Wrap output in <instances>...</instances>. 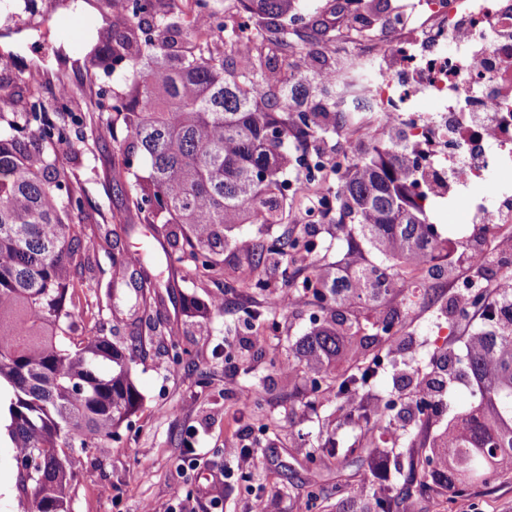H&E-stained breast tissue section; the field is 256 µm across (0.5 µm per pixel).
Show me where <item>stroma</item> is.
I'll list each match as a JSON object with an SVG mask.
<instances>
[{
	"label": "stroma",
	"instance_id": "stroma-1",
	"mask_svg": "<svg viewBox=\"0 0 512 512\" xmlns=\"http://www.w3.org/2000/svg\"><path fill=\"white\" fill-rule=\"evenodd\" d=\"M336 0H304L294 25L303 29L313 49L335 59L334 46L322 43L319 32L335 26L332 9ZM58 0H18V6L0 11V38L27 33V40L14 50H0V106L18 111L28 94V72L40 70L44 78L39 92L51 122H62L56 111L60 95H67L75 125L72 138L58 148L65 166L80 178L91 205L89 228L119 230L117 243L96 235L89 240L97 288L77 287L73 309L72 339L103 324L104 334L123 340L130 334L135 291L131 282L139 269L127 267L123 284L108 290L112 260L117 250H141L146 265L154 271L166 267L164 250L145 234V226L129 211L122 188L112 180V163L119 141L105 125L91 123L94 100L85 94L88 82L83 45L70 42L56 25ZM365 141L364 131L337 126L300 145H290L293 164L288 177L301 181L305 159L320 158L324 188H336L354 151ZM308 195H291L283 205L282 220L270 226L242 224L236 236L247 240L276 237L284 233L305 237L309 252L289 259L267 260L264 278L267 290L245 284L248 266L245 254L234 249L218 255V273L198 276L188 269L175 271L169 288L163 289L164 304L140 320L143 351L133 366V378L142 395L139 410L131 416L121 438L98 448L69 452V512H190L192 506L220 497L224 512H294L298 502L310 512H360L374 496L401 487L408 475L411 455L423 452L433 439L447 432L455 418L476 406L479 390L473 379L462 376L467 340L483 327L482 303L492 302L494 288L506 268L512 267V237L496 238L493 245L478 239L471 224H452L448 207H431L428 216L439 235L449 241L444 285L416 295L405 303L402 294L386 296L381 311H390L404 322L408 337L395 341L384 359L379 385L369 389L371 403L394 400L405 419L412 440L376 430L367 434L338 426L336 406L314 401L311 375L303 368L288 371L292 346L310 327L314 311L309 300L281 309L274 322L250 326L244 312L266 306L272 292L283 287L282 273L296 278L312 276L327 262L340 260L342 250L333 238V215L311 216ZM223 295L224 310L203 319L186 313L184 297L210 303ZM262 336L250 345L251 334ZM177 336L183 354L172 362L167 349L170 336ZM449 360L448 385L441 405L419 415L412 392L417 380L439 377V363ZM254 390L255 400L240 409V388ZM337 431L355 442L358 451L343 463L327 459L319 469L308 462L320 432ZM249 434L257 454L250 481L224 472L234 466L229 449L240 434ZM193 437L197 467L183 465L189 450L185 437ZM16 450L8 433L0 434V512H35L31 487L25 486L15 460ZM413 512H512V481H495L459 493L445 490L421 497L411 494Z\"/></svg>",
	"mask_w": 512,
	"mask_h": 512
}]
</instances>
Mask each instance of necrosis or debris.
<instances>
[{
  "label": "necrosis or debris",
  "instance_id": "4bbe7bcc",
  "mask_svg": "<svg viewBox=\"0 0 512 512\" xmlns=\"http://www.w3.org/2000/svg\"><path fill=\"white\" fill-rule=\"evenodd\" d=\"M371 68L365 109L404 128L429 204L467 208L493 235L512 230V0H417L409 23L349 40ZM434 110L420 112L419 97ZM493 193L471 196L472 185Z\"/></svg>",
  "mask_w": 512,
  "mask_h": 512
}]
</instances>
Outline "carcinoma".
I'll return each instance as SVG.
<instances>
[{
    "label": "carcinoma",
    "instance_id": "1",
    "mask_svg": "<svg viewBox=\"0 0 512 512\" xmlns=\"http://www.w3.org/2000/svg\"><path fill=\"white\" fill-rule=\"evenodd\" d=\"M243 11L273 24L257 43L245 28L224 24L212 0H105L124 22L102 30L105 51L90 66L112 75L107 124L126 132L112 166V179L128 183L135 214L145 224H175L183 239L166 268L189 263L216 270L215 256L230 245L240 224H278L280 193L287 184L288 141L336 129V97L355 84L350 71L321 68L313 78L325 101L308 105L311 87L293 75L284 48L297 31L281 23L296 0H237ZM231 42L246 65L224 52ZM64 124L46 120L44 105L30 94L24 112H0V380L12 388L8 434L24 480L33 487L37 512H68L69 448H95L119 435L141 396L133 379L137 345L111 340L93 328L78 342L70 337L75 282L92 271L85 221L86 195L77 175L59 160L69 141ZM417 165L409 144L388 135L368 137L336 188L337 234L346 248L342 262L318 267L309 332L295 358L318 374L341 361L333 382L311 380L318 396L332 393L344 425L369 432L385 415L370 404L352 405V395L375 382L380 352L356 339L343 310L373 308L415 273L433 267L444 241L427 222ZM368 247L376 260L360 263ZM243 249V248H241ZM305 241L282 237L272 244L250 241L243 249L256 274L267 255L299 254ZM141 269L134 307L146 314L164 303L157 276ZM492 304L491 329L469 337L466 372L479 386L477 406L462 413L411 470V482L453 491L512 478V290L500 289ZM386 339L400 330L395 315L372 323ZM334 432L326 434L311 462L354 453ZM406 492L381 495L371 512H394Z\"/></svg>",
    "mask_w": 512,
    "mask_h": 512
}]
</instances>
